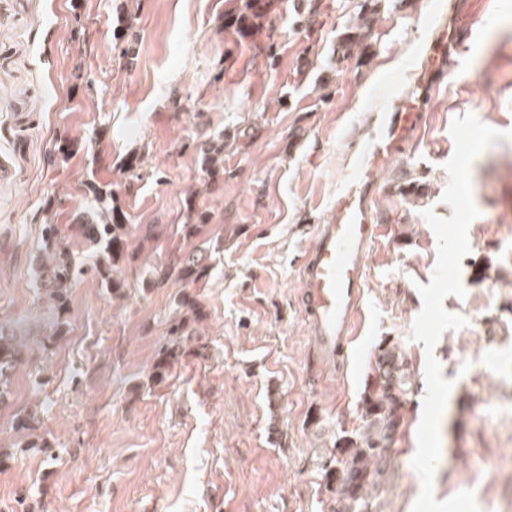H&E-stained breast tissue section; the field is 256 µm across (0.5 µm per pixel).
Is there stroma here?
I'll list each match as a JSON object with an SVG mask.
<instances>
[{"label": "stroma", "mask_w": 512, "mask_h": 512, "mask_svg": "<svg viewBox=\"0 0 512 512\" xmlns=\"http://www.w3.org/2000/svg\"><path fill=\"white\" fill-rule=\"evenodd\" d=\"M240 0H0V325L25 349L0 404V512H336L323 462L342 433L362 429L361 397L377 345L398 341L412 385L393 459L372 512H411L421 489L411 466L425 393V352L409 341L437 239L422 213L442 196L452 120L474 114L512 130V0H379L361 44L360 0H313L298 22L292 0H270L262 30L224 25ZM137 16L138 57L125 66L114 31ZM406 101L422 112L403 153L375 171L370 205L384 229L365 267L360 332L347 366L317 383L314 342L300 309L299 258L313 227L337 219L355 172L354 145L375 113ZM224 138V178L208 183L197 122ZM83 148L51 168L61 135ZM141 153L138 170L122 163ZM480 215L461 262L464 297L444 308L465 327L434 355L453 387L439 422L433 494L473 490L482 512L512 502L496 471L512 450V140L470 169ZM111 190L135 256L112 292L79 281L53 311L35 274L44 219L69 224L90 207V183ZM194 199L209 223L193 233ZM208 271L151 284L175 254ZM490 257L487 280L472 260ZM495 307H488V293ZM189 321L163 380L153 365L183 294ZM64 334L51 339L56 326ZM485 362L488 371L463 370ZM37 410V431L16 415ZM60 448L46 462L29 446Z\"/></svg>", "instance_id": "1"}]
</instances>
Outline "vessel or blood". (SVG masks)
<instances>
[{
	"label": "vessel or blood",
	"mask_w": 512,
	"mask_h": 512,
	"mask_svg": "<svg viewBox=\"0 0 512 512\" xmlns=\"http://www.w3.org/2000/svg\"><path fill=\"white\" fill-rule=\"evenodd\" d=\"M420 122V113L410 107L377 113L374 131L358 146L361 157L350 189L336 204L338 222L316 225L314 244L302 257L301 310L316 338L317 356L337 365L348 360L363 296V269L382 229L368 204L375 185L372 174L403 150Z\"/></svg>",
	"instance_id": "1"
}]
</instances>
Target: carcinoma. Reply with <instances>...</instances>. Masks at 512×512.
<instances>
[{
  "label": "carcinoma",
  "instance_id": "1",
  "mask_svg": "<svg viewBox=\"0 0 512 512\" xmlns=\"http://www.w3.org/2000/svg\"><path fill=\"white\" fill-rule=\"evenodd\" d=\"M378 0H362L359 31L349 29L342 37L346 45L359 44L366 36L367 15L376 13ZM269 0H244L242 7L226 16V27L233 28L242 37L260 28L267 19ZM136 15L121 19V33L117 36L124 43L120 56L129 65L137 57L134 47V25ZM79 148L76 139L62 136L47 155L46 163L54 168L74 154ZM207 178L213 182L224 177V137L210 136L197 144ZM91 191L99 202L92 215L82 212L66 226L43 221L42 257L36 261L45 296L53 309L62 311L66 307L69 291L77 281L93 274L107 287L116 290L123 282L112 277V271L122 262L133 258L128 251V240L136 231L148 238L154 234L155 225L127 223V216L114 204L112 192L96 185ZM76 235L92 249V263L75 260L66 244V239ZM178 273L187 283H194L207 273V266L197 255H183L177 262ZM178 309L185 310L182 316H173L169 329L170 342L160 349L154 365V374L164 378V373L180 348L181 336L187 328L186 314L194 319L203 318L204 313L193 297L185 294L178 301ZM22 346L12 330L0 326V403L10 395L13 371L20 362ZM407 366L400 346L394 340L378 344L373 363V375L368 383L361 403L364 430L358 437L339 436L330 457L323 463L326 478L336 481L338 512H370L369 490L380 483L391 463L392 446L396 429L406 407Z\"/></svg>",
  "mask_w": 512,
  "mask_h": 512
}]
</instances>
